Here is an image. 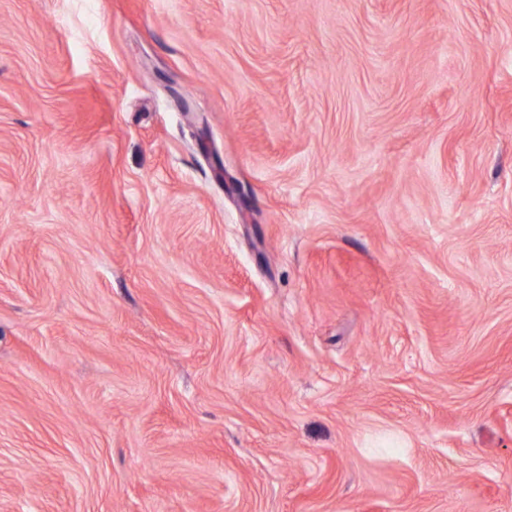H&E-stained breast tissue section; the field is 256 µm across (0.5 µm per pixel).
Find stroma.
<instances>
[{
  "mask_svg": "<svg viewBox=\"0 0 512 512\" xmlns=\"http://www.w3.org/2000/svg\"><path fill=\"white\" fill-rule=\"evenodd\" d=\"M0 512H512V0H0Z\"/></svg>",
  "mask_w": 512,
  "mask_h": 512,
  "instance_id": "1",
  "label": "stroma"
}]
</instances>
